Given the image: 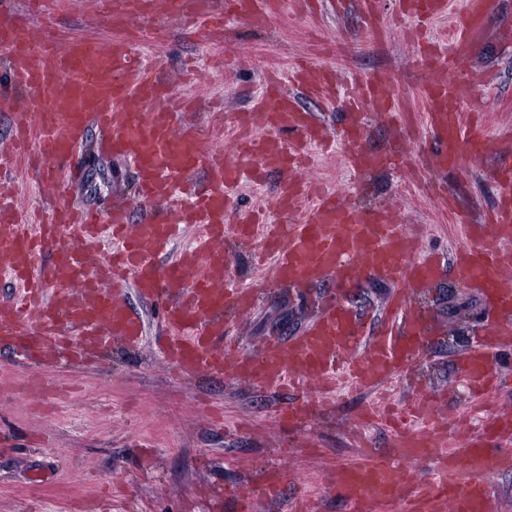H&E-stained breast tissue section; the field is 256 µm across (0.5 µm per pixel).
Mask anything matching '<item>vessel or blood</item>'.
<instances>
[{
    "label": "vessel or blood",
    "instance_id": "b4317fda",
    "mask_svg": "<svg viewBox=\"0 0 512 512\" xmlns=\"http://www.w3.org/2000/svg\"><path fill=\"white\" fill-rule=\"evenodd\" d=\"M200 2L109 0L106 21L119 33L106 44L55 26L63 0H25L19 12L0 9V51L11 85L23 97L9 114L13 142L0 154V166L11 167L34 146L48 163L49 181L82 180L76 148L95 127L104 134L102 148L132 162L140 199L153 210L132 225L124 206H113L103 220L92 208L63 199L48 220L34 224L14 202L0 198V275L15 287L14 297L0 300V345L19 346L25 359L45 366L64 349L85 359L112 339L139 346L146 329L128 307L125 290L132 287L146 301L164 299L163 351L178 373L220 375L228 369L279 391L298 380L334 383L344 367L352 382L378 388L406 381L409 364L431 343L406 290L427 288L451 268L483 295L490 311L474 348L460 359L474 396L488 398L498 382L495 355L512 343V168H494L499 195L493 213L475 223L461 216L472 243L443 262L420 254L417 234L389 208L354 205L303 175L309 145L325 139L314 114L300 104L304 96L342 111L336 140L354 172L388 163V154L364 145L368 115L391 117L399 109L387 75H368L345 89L333 66L312 59L295 63L284 77L266 72L262 93L234 121L233 158L207 149L183 126L187 102L169 96L163 72L135 66L138 40L129 30H156L166 13L220 35L225 15L270 17L274 0H220L215 8ZM329 4L339 12L356 6L364 38L382 37L386 22L378 0ZM448 4L397 0L398 18L415 34L416 61L430 75L422 97L426 124L441 145L431 160L435 170L458 166L464 150L487 159L512 147L511 126L492 131L459 112L474 85L453 76L473 56L492 0H462L461 20L443 49L427 31L447 18ZM256 167L280 174L274 205L289 217L288 223L271 224L260 208L242 219L243 230H255L271 261L273 282L300 288L329 282L336 296L322 301L303 332L267 341L258 356L238 357L226 340V322L250 311L255 293L223 285L229 232L224 216ZM187 226L195 229L190 247L177 263L162 266L164 250ZM370 278L402 288L380 311L374 329L367 316L336 300ZM328 405V398L306 391L281 409L280 418L288 424L315 419ZM410 411L424 421V431L396 428L390 448L364 450L355 461L331 468L329 481L342 499L353 512L391 502L402 503L405 512H491L489 480L512 469V450L499 445L512 435V415L492 412L486 432L462 438L449 431L436 394L420 396ZM426 460L434 480L405 491L413 466ZM224 505L231 512H254V495L243 484H228Z\"/></svg>",
    "mask_w": 512,
    "mask_h": 512
}]
</instances>
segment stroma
I'll return each mask as SVG.
<instances>
[{
    "mask_svg": "<svg viewBox=\"0 0 512 512\" xmlns=\"http://www.w3.org/2000/svg\"><path fill=\"white\" fill-rule=\"evenodd\" d=\"M393 2L379 0L389 25L371 43L363 41V21L353 7L340 14L322 7L312 15L262 22L228 15L219 40L202 29H182L168 16L164 37L145 42L139 60L148 67L164 65L171 94L196 101L186 121L211 149L220 146L217 124H231L261 94L266 70L285 73L294 59L321 53L346 81L387 74L404 120L370 117L365 144L384 151L404 140L405 165L361 177L346 167L342 152L327 156L315 144L312 161L318 167L333 162L334 170L323 177L339 194L363 206H389L400 223L420 234L425 250L444 255L469 243L455 213L477 218L492 210L491 169L512 165V149L494 163L470 159L428 175L437 142L425 127L422 107L427 75L416 63L405 23L394 18ZM102 10V0H70L61 23L103 43L113 31L103 23ZM217 55L224 59L219 70L212 67ZM456 75L475 84L463 112L481 114L492 129L512 125V0H493L477 50ZM0 191L13 195L26 212L49 211L61 196L102 211L124 201L131 205L132 221L143 216L135 204L132 163L112 156L92 158L84 182L61 193L32 166L1 180ZM447 199L454 211L444 209ZM259 247L253 238L225 239L226 275L237 287L255 285ZM330 289L317 285L302 298L267 285L253 311L232 322L243 353H258L269 337L301 331L315 317V298ZM127 300L146 322L137 350L115 343L97 363L77 366L64 359L43 370L0 348V438L9 446L0 452V512H216L208 486L247 480L257 487L272 467L283 474L281 496L275 502L258 498L257 512H290L291 499L307 491V479L330 463L353 461L363 446L389 447L380 428L353 435L358 413L376 400V391H345L334 396L325 418L286 431L275 413L286 397L228 374L178 375L158 346V306L132 290ZM412 305L435 326L412 372L424 388L447 393L452 412L464 415V429L480 431L486 417L468 412L469 391L456 360L487 317L482 297L449 272L414 295ZM33 375L45 383L37 396L28 387Z\"/></svg>",
    "mask_w": 512,
    "mask_h": 512,
    "instance_id": "obj_1",
    "label": "stroma"
}]
</instances>
